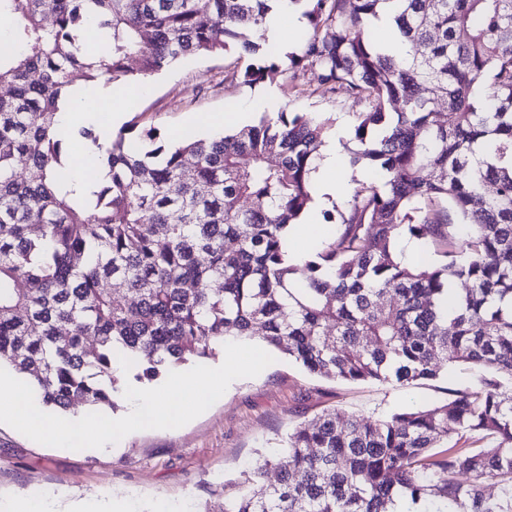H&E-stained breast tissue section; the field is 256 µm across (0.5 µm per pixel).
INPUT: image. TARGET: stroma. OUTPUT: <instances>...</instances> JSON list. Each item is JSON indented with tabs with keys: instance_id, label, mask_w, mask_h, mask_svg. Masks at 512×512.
I'll return each mask as SVG.
<instances>
[{
	"instance_id": "35a3bbf8",
	"label": "stroma",
	"mask_w": 512,
	"mask_h": 512,
	"mask_svg": "<svg viewBox=\"0 0 512 512\" xmlns=\"http://www.w3.org/2000/svg\"><path fill=\"white\" fill-rule=\"evenodd\" d=\"M250 62L231 48L173 65L145 85L129 84L124 118L167 134H192L201 114L250 112L263 102L274 109L286 104L296 112L326 113L333 120L326 140L349 141L353 115L362 104L323 92L311 72L301 79V95L285 72L252 85L226 80L227 70L244 69ZM474 382L471 372L448 367L437 379L407 387L339 383L310 374L278 353L258 376L234 380L216 403L183 427L133 432L104 453L45 446L1 425L0 502L40 487L51 491L62 508L76 500L112 499L128 504L131 512H155L166 504L197 512L211 490L239 478L259 456H278L280 437L322 412L379 418L410 407L430 410Z\"/></svg>"
}]
</instances>
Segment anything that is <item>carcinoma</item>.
<instances>
[{"label":"carcinoma","mask_w":512,"mask_h":512,"mask_svg":"<svg viewBox=\"0 0 512 512\" xmlns=\"http://www.w3.org/2000/svg\"><path fill=\"white\" fill-rule=\"evenodd\" d=\"M300 1L309 30L283 61L258 41L269 0H0V366L60 413L115 408L121 361L153 380L258 331L335 381L410 386L465 366L478 384L431 411L295 427L283 458L221 485L219 512H388L396 497L512 512V0ZM391 3L405 62L371 34ZM230 47L255 58L233 79L313 71L365 104L349 164L384 181L321 213L337 230L315 259L283 244L312 202L327 124L314 113L285 105L176 143L121 131L102 177L67 166L72 142L98 145L94 125L64 120L73 76L120 88ZM399 236L437 258L404 265Z\"/></svg>","instance_id":"cac0c4a2"}]
</instances>
